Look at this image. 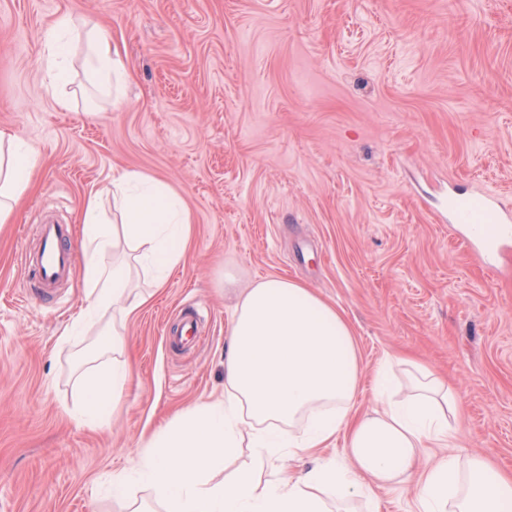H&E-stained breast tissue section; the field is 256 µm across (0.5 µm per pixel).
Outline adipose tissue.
Returning <instances> with one entry per match:
<instances>
[{
	"label": "adipose tissue",
	"instance_id": "adipose-tissue-1",
	"mask_svg": "<svg viewBox=\"0 0 512 512\" xmlns=\"http://www.w3.org/2000/svg\"><path fill=\"white\" fill-rule=\"evenodd\" d=\"M86 32L87 69L105 93L118 94L124 62L109 36L90 17L60 15L46 36V87L68 80L69 36ZM35 153L21 138L0 131V223L11 221L27 191ZM89 198L83 215L85 300L62 334L74 344L96 334L88 363L78 369L73 416L83 427L108 424L130 383L122 332L148 299L134 288L130 265L99 256L108 249L135 252L163 287L182 262L192 217L181 198L152 177L126 174L112 181V214L99 218ZM410 372L403 394L392 391L387 368L376 374L377 409L354 416L350 403L359 377L352 330L336 307L305 284L269 276L239 289L224 357V397L175 415L145 444L133 467L113 474V499L130 512H327L325 492L337 503L371 495L373 487L413 481L418 512H512V474L481 455L461 458L450 415L460 404L447 382L426 366L403 359ZM249 433L251 454L239 462L241 435ZM344 434L349 464L330 460L305 472L282 468ZM438 448L429 466L423 447ZM223 481H215L216 473ZM149 490L150 502L130 497L132 487Z\"/></svg>",
	"mask_w": 512,
	"mask_h": 512
}]
</instances>
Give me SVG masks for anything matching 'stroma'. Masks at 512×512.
Returning a JSON list of instances; mask_svg holds the SVG:
<instances>
[{
    "label": "stroma",
    "instance_id": "stroma-1",
    "mask_svg": "<svg viewBox=\"0 0 512 512\" xmlns=\"http://www.w3.org/2000/svg\"><path fill=\"white\" fill-rule=\"evenodd\" d=\"M92 15L130 79L119 103L70 41L68 108L43 85L44 37ZM0 130L37 168L0 224V512H122L104 492L178 412L224 397L234 297L224 279L284 276L336 306L361 374L412 356L462 404L461 450L512 470V249L484 265L440 222L449 187L512 207V0H0ZM151 176L193 223L185 258L125 335L133 381L107 427L67 409L94 343L60 337L84 298L81 216L112 181ZM70 225L74 263L48 301L24 303L21 265L44 222ZM204 339L166 341L187 305ZM351 512H415L411 486Z\"/></svg>",
    "mask_w": 512,
    "mask_h": 512
}]
</instances>
